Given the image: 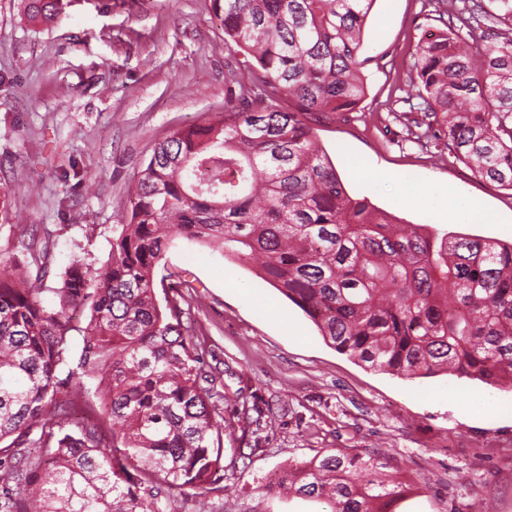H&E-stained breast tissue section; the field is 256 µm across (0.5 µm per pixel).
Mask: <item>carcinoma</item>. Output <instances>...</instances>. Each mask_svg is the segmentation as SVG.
<instances>
[{
	"label": "carcinoma",
	"instance_id": "carcinoma-1",
	"mask_svg": "<svg viewBox=\"0 0 512 512\" xmlns=\"http://www.w3.org/2000/svg\"><path fill=\"white\" fill-rule=\"evenodd\" d=\"M375 0H214L238 94L179 127L141 166L127 222L97 269L75 258L44 304L18 260L0 269V512H197L224 480L217 390L180 303L189 272L157 275L176 238L253 262L326 343L407 379L512 385V243L402 225L346 190L314 126L366 94ZM443 25L398 90L409 135L436 133L473 174L512 190V0H428ZM50 24L62 0H25ZM163 297H158V292ZM82 347L66 375L71 337ZM98 406L80 421L85 380ZM338 450L279 472L328 512H392L403 485Z\"/></svg>",
	"mask_w": 512,
	"mask_h": 512
}]
</instances>
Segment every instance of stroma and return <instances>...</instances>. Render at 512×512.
Instances as JSON below:
<instances>
[{"instance_id":"stroma-1","label":"stroma","mask_w":512,"mask_h":512,"mask_svg":"<svg viewBox=\"0 0 512 512\" xmlns=\"http://www.w3.org/2000/svg\"><path fill=\"white\" fill-rule=\"evenodd\" d=\"M50 26L21 0H0V259L62 272L99 267L125 223L142 163L173 130L214 121L231 94L234 52L212 0H63ZM441 24L423 0H375L363 34L367 91L348 119L316 134L348 192L402 223L512 241V191L475 177L452 154L411 142L396 104L419 40ZM432 205L404 204V183ZM477 207L448 223L447 196ZM165 266L189 270L198 299L185 312L208 370L226 384L225 416L260 406L261 430L224 432L225 491L212 512H325V503L269 488L272 475L339 449L385 460L405 491L394 512H512V389L441 373L416 380L337 352L252 265L183 238ZM259 443L247 459L235 449Z\"/></svg>"}]
</instances>
